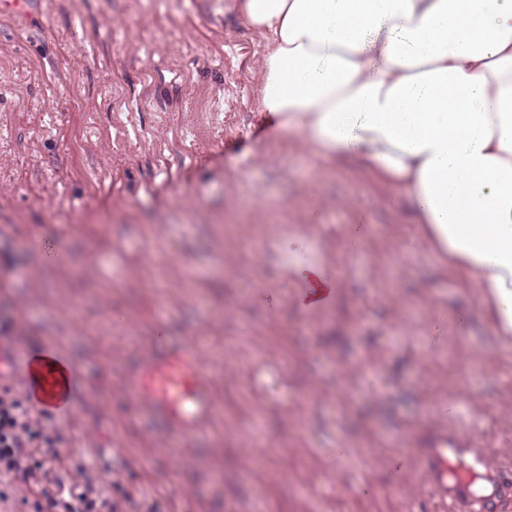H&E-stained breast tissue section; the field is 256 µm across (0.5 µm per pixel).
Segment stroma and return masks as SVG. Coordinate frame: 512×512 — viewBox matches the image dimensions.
I'll return each instance as SVG.
<instances>
[{"label": "stroma", "instance_id": "obj_1", "mask_svg": "<svg viewBox=\"0 0 512 512\" xmlns=\"http://www.w3.org/2000/svg\"><path fill=\"white\" fill-rule=\"evenodd\" d=\"M40 2L0 15V326L26 350L56 344L86 379L73 419L48 423L64 481L103 482L120 512H428L375 451L418 447L444 402L512 462V343L436 255L401 261L413 217L367 206L386 192L373 175L273 134L259 32L214 0ZM308 262L337 279L315 310L297 293ZM161 315L221 399L164 451L123 393Z\"/></svg>", "mask_w": 512, "mask_h": 512}]
</instances>
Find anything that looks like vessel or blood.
<instances>
[{
  "instance_id": "vessel-or-blood-1",
  "label": "vessel or blood",
  "mask_w": 512,
  "mask_h": 512,
  "mask_svg": "<svg viewBox=\"0 0 512 512\" xmlns=\"http://www.w3.org/2000/svg\"><path fill=\"white\" fill-rule=\"evenodd\" d=\"M35 367L33 356L0 342V364L17 359L37 410L71 415L83 380L55 346ZM123 391L151 424L152 445L166 448L210 426L217 414L215 381L197 347L174 336L151 337L128 367ZM407 497L432 491L442 512H512V471L492 464L485 449L472 447L461 432L435 427L422 448L397 459Z\"/></svg>"
}]
</instances>
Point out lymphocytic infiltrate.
<instances>
[{
	"label": "lymphocytic infiltrate",
	"instance_id": "lymphocytic-infiltrate-1",
	"mask_svg": "<svg viewBox=\"0 0 512 512\" xmlns=\"http://www.w3.org/2000/svg\"><path fill=\"white\" fill-rule=\"evenodd\" d=\"M26 399L0 396V475L33 489L31 512H116L102 485H65L50 466L54 441Z\"/></svg>",
	"mask_w": 512,
	"mask_h": 512
}]
</instances>
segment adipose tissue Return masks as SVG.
I'll list each match as a JSON object with an SVG mask.
<instances>
[{
  "label": "adipose tissue",
  "instance_id": "adipose-tissue-1",
  "mask_svg": "<svg viewBox=\"0 0 512 512\" xmlns=\"http://www.w3.org/2000/svg\"><path fill=\"white\" fill-rule=\"evenodd\" d=\"M264 37L260 107L304 154L409 203L405 244L469 277L512 337V0H232Z\"/></svg>",
  "mask_w": 512,
  "mask_h": 512
}]
</instances>
